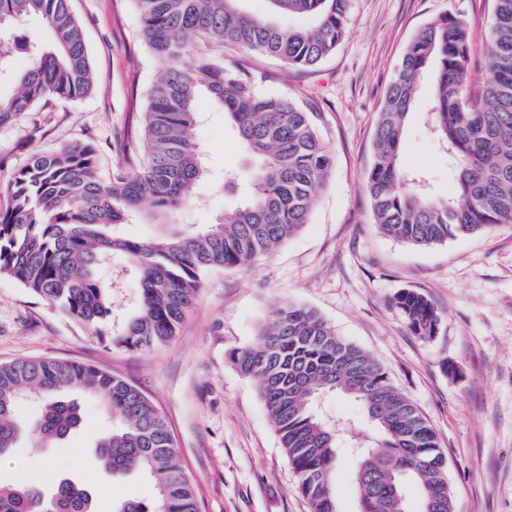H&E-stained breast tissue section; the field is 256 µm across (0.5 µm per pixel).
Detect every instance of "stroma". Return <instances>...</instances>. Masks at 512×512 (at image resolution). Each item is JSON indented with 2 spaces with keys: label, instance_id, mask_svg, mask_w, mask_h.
Returning <instances> with one entry per match:
<instances>
[{
  "label": "stroma",
  "instance_id": "obj_1",
  "mask_svg": "<svg viewBox=\"0 0 512 512\" xmlns=\"http://www.w3.org/2000/svg\"><path fill=\"white\" fill-rule=\"evenodd\" d=\"M69 6L83 27L93 89L79 101L40 104L0 125V213L11 204L8 183L37 153L91 144L101 177L111 179L119 161L116 141L143 121L159 64L143 41L132 0H69ZM490 11L491 0H350L345 38L316 66L225 50V63L244 69L260 92L307 112L333 156L309 224L246 267L206 272L176 336L146 351L99 341L0 276V363L38 357L84 362L139 388L171 428L199 512H309L254 382L229 360L232 350L256 343L276 307L303 305L378 359L426 417L447 455L454 512H512V224L416 247L379 231L361 188L381 103L409 41L430 20L455 13L481 44ZM430 85V78L422 79L401 161L426 173L435 193L453 198L448 158L427 127ZM196 110L202 120L194 136L208 174L175 221L201 229L242 200L249 160L209 96L197 99ZM98 275L115 284L113 321L130 318L139 301L136 272L118 258ZM404 288L423 293L438 309L436 338L414 335L393 306ZM70 396L80 407L81 426L44 448L22 437L0 457V479L30 480L47 493L60 480H72L93 492L96 512H115L126 500L155 502L154 481L140 473L108 480L95 446L111 425L98 399L76 390ZM316 407L353 433L369 430L347 396L325 393Z\"/></svg>",
  "mask_w": 512,
  "mask_h": 512
}]
</instances>
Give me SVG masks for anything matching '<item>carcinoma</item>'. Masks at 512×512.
I'll list each match as a JSON object with an SVG mask.
<instances>
[{
  "mask_svg": "<svg viewBox=\"0 0 512 512\" xmlns=\"http://www.w3.org/2000/svg\"><path fill=\"white\" fill-rule=\"evenodd\" d=\"M149 52L163 68L147 93L144 157L136 135L119 144L125 165L103 180L94 149L75 145L36 155L7 185L12 207L0 215V276L16 280L79 323L100 341L145 351L176 336L214 268H240L271 253L309 223L318 187L332 168L331 152L307 113L286 98L260 94L248 73L224 65L233 45L310 67L333 53L346 35L350 0H270L257 18L242 0H134ZM483 51L490 60L482 85L472 90L473 39L461 16L446 14L409 42L382 103L374 131V156L363 189L374 222L385 235L419 247L512 223V0H493ZM306 15L314 24L284 29L279 15ZM37 15L52 31L47 48L15 23ZM211 47L189 51L187 37ZM30 59L15 94L0 101V124L38 103L74 102L93 87L83 29L69 0H0V68L17 55ZM433 91L427 110L430 134L448 156L458 201L432 194L420 172L403 169L400 152L421 78ZM206 91L223 109L255 160L250 192L224 219L200 230L174 223L203 175L194 138L196 99ZM132 220L153 224L147 240L124 236ZM121 255L139 275L138 312L117 331L112 288L97 268ZM393 305L411 332L433 339L441 316L424 294L401 289ZM229 359L252 379L298 476L311 512H338L335 467L339 451L356 456L353 485L360 512H407L417 492L421 512H453L445 457L436 434L384 368L336 335L313 310L288 304L256 345ZM83 391L101 402L112 434L99 444V461L112 477L138 471L151 477L158 498L149 506L127 501L117 512H198L194 485L178 455L165 418L137 387L91 364L55 358L0 364V457L24 431L47 444L81 423L78 405L61 398ZM326 391L353 397L375 432L348 440L314 409ZM43 403L31 425L16 421L20 397ZM0 512H94L91 493L72 481L45 495L35 483L0 482Z\"/></svg>",
  "mask_w": 512,
  "mask_h": 512,
  "instance_id": "carcinoma-1",
  "label": "carcinoma"
}]
</instances>
